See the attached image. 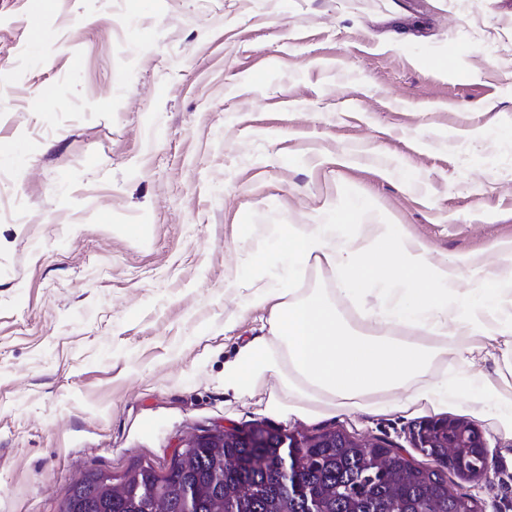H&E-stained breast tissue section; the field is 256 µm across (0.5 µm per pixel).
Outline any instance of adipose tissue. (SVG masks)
I'll return each mask as SVG.
<instances>
[{
	"instance_id": "adipose-tissue-1",
	"label": "adipose tissue",
	"mask_w": 512,
	"mask_h": 512,
	"mask_svg": "<svg viewBox=\"0 0 512 512\" xmlns=\"http://www.w3.org/2000/svg\"><path fill=\"white\" fill-rule=\"evenodd\" d=\"M347 218L343 207L332 222L280 225L289 269L316 264L335 285L315 294L254 288L243 307L269 308L266 331L225 362V393L302 419L463 405L512 433V392L472 370L491 348L512 361V242L497 244L502 266L488 273L473 258L434 260L401 225L350 229ZM373 252L386 262L370 260ZM466 276L475 286L463 291Z\"/></svg>"
}]
</instances>
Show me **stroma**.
Returning a JSON list of instances; mask_svg holds the SVG:
<instances>
[{
	"mask_svg": "<svg viewBox=\"0 0 512 512\" xmlns=\"http://www.w3.org/2000/svg\"><path fill=\"white\" fill-rule=\"evenodd\" d=\"M374 203L439 260L512 240V0H0V512L166 472L221 426L430 457L422 415L304 421L224 392L287 280L274 224ZM512 512V435L476 420Z\"/></svg>",
	"mask_w": 512,
	"mask_h": 512,
	"instance_id": "stroma-1",
	"label": "stroma"
}]
</instances>
